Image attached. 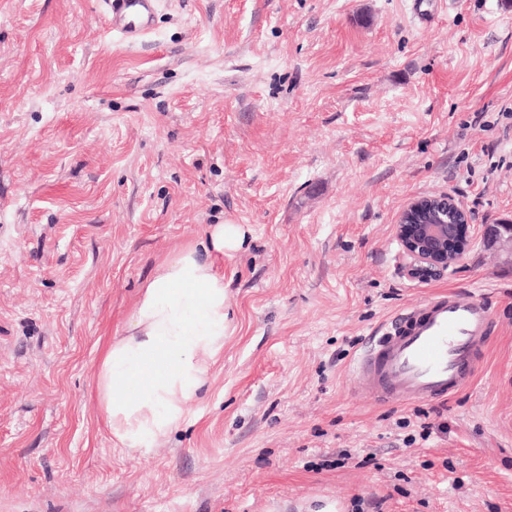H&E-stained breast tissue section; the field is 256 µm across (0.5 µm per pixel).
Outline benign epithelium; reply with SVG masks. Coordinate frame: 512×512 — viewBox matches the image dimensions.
Masks as SVG:
<instances>
[{"label": "benign epithelium", "mask_w": 512, "mask_h": 512, "mask_svg": "<svg viewBox=\"0 0 512 512\" xmlns=\"http://www.w3.org/2000/svg\"><path fill=\"white\" fill-rule=\"evenodd\" d=\"M393 230L400 245V271L418 281L447 276L472 242L471 216L449 193L411 199Z\"/></svg>", "instance_id": "benign-epithelium-1"}]
</instances>
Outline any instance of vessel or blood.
I'll list each match as a JSON object with an SVG mask.
<instances>
[{
  "instance_id": "obj_1",
  "label": "vessel or blood",
  "mask_w": 512,
  "mask_h": 512,
  "mask_svg": "<svg viewBox=\"0 0 512 512\" xmlns=\"http://www.w3.org/2000/svg\"><path fill=\"white\" fill-rule=\"evenodd\" d=\"M156 0H106L108 23L128 41L152 25ZM495 327L491 305L432 294L383 321L350 362L355 390L385 404L440 399L469 387Z\"/></svg>"
}]
</instances>
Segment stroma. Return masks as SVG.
<instances>
[{"mask_svg": "<svg viewBox=\"0 0 512 512\" xmlns=\"http://www.w3.org/2000/svg\"><path fill=\"white\" fill-rule=\"evenodd\" d=\"M0 0V512H512V0ZM452 194L456 273L393 226ZM230 328L192 418L142 454L95 391L155 264L207 225ZM496 326L468 389L374 404L347 371L432 293ZM105 3L112 31L125 40L135 41L150 30L155 0H106ZM431 212L427 221L418 219L424 208ZM471 216L451 194L412 198L401 210L393 230L400 245V271L418 281L448 276L468 252L471 242Z\"/></svg>", "mask_w": 512, "mask_h": 512, "instance_id": "35a3bbf8", "label": "stroma"}]
</instances>
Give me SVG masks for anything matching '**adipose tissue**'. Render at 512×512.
I'll return each instance as SVG.
<instances>
[{
  "label": "adipose tissue",
  "mask_w": 512,
  "mask_h": 512,
  "mask_svg": "<svg viewBox=\"0 0 512 512\" xmlns=\"http://www.w3.org/2000/svg\"><path fill=\"white\" fill-rule=\"evenodd\" d=\"M239 226L209 225L204 236L159 261L141 285L124 335L109 337L96 391L112 437L140 452L166 440L210 385L229 330L224 253Z\"/></svg>",
  "instance_id": "ef3b65f1"
}]
</instances>
